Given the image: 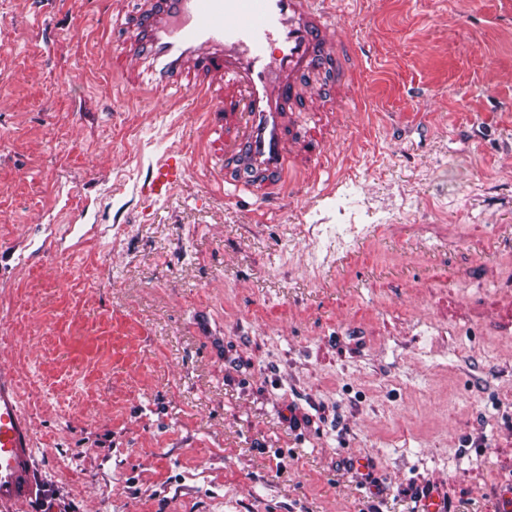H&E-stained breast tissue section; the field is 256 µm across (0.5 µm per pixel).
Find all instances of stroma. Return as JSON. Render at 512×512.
<instances>
[{"label":"stroma","mask_w":512,"mask_h":512,"mask_svg":"<svg viewBox=\"0 0 512 512\" xmlns=\"http://www.w3.org/2000/svg\"><path fill=\"white\" fill-rule=\"evenodd\" d=\"M120 0H0V370L32 512H506L512 0H335L354 112L266 209L107 69ZM182 181L143 201L151 167Z\"/></svg>","instance_id":"1"}]
</instances>
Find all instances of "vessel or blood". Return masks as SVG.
Here are the masks:
<instances>
[{
  "label": "vessel or blood",
  "instance_id": "obj_1",
  "mask_svg": "<svg viewBox=\"0 0 512 512\" xmlns=\"http://www.w3.org/2000/svg\"><path fill=\"white\" fill-rule=\"evenodd\" d=\"M332 0H140L124 28L123 52L108 57L128 86L150 87L167 101L193 95L212 103L210 128L224 138V193L266 198L284 182L290 163L320 167L321 140L295 131L298 113L315 109L329 90L311 75L325 72L337 86L352 76L354 52L331 33ZM183 169L162 162L141 193L156 199ZM33 431L15 380L0 371V508L23 512L33 498Z\"/></svg>",
  "mask_w": 512,
  "mask_h": 512
}]
</instances>
